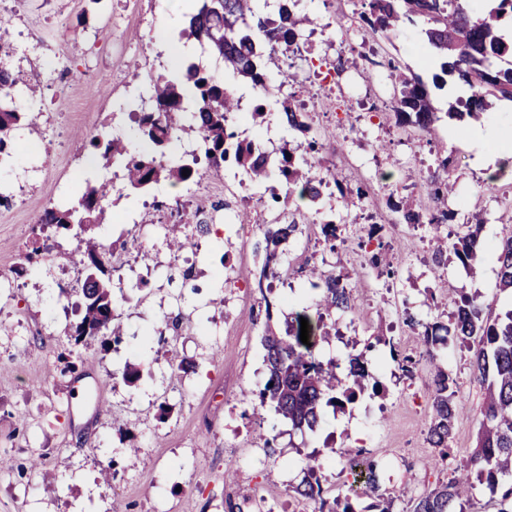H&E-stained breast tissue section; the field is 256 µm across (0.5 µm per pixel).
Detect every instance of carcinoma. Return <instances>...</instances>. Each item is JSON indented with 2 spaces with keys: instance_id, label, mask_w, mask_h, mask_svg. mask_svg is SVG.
Returning a JSON list of instances; mask_svg holds the SVG:
<instances>
[{
  "instance_id": "carcinoma-1",
  "label": "carcinoma",
  "mask_w": 512,
  "mask_h": 512,
  "mask_svg": "<svg viewBox=\"0 0 512 512\" xmlns=\"http://www.w3.org/2000/svg\"><path fill=\"white\" fill-rule=\"evenodd\" d=\"M197 8L187 20L180 36L193 39L201 52H209L220 64V69L189 62L181 79L192 85V101H186L182 87L175 79L160 78L153 83L148 100L141 101L134 117L140 136L153 145V152L131 155L118 138L99 134L91 137L94 147L104 146L107 161L123 163L127 184L134 190H147L161 179L177 183L188 182L199 174L196 165L205 159L208 171L224 174V166L232 165L254 184L264 183L272 167H277L282 180L288 183L289 193L317 201L322 197L323 181L313 180L310 158L317 150V141L307 137L311 130L310 113L289 100L281 102L288 129L304 135V140L292 149L283 146L277 163L260 156V143L245 141L234 153L228 152L226 138L233 135L230 122L239 111V98L224 92V72L256 86L268 88L269 78L280 75V85L294 81L284 70L285 62L279 54L282 46L296 44L305 25L311 19L296 7L294 0H277V15L258 12L254 0H196ZM366 10L360 20L372 33L399 32L405 26H421L431 49V58L439 62L440 72L426 83L408 66L390 64L396 105L393 111L396 123L416 128L429 137L437 135L441 121L431 99L430 87L438 89L447 83L468 89V96H457L448 103L444 116L463 121L477 119L488 111L493 101L512 103V37L504 34L512 29V0H363ZM11 20L0 16V97L8 96L11 105L0 104V157L18 151L15 130L21 125L37 127V117L14 103L15 92L26 85L25 74L12 68L8 61L15 53L9 34ZM180 139L192 145L185 151L188 159L170 165L164 161L165 149ZM188 169V176L182 171ZM450 159L429 174L428 191L432 207L421 209L389 194L388 205L398 214L399 224H428L439 229L452 220L448 212V180ZM108 185H86L75 201H67L46 208L39 216L40 227H52L55 233L70 241L71 261L85 272L80 288L82 302L79 319L74 328L83 332L84 339H101L105 345L123 334L122 324L114 313L117 303L112 288L110 251L116 243L107 244L94 234V226L107 218L104 201ZM179 223L191 226L199 234L208 230V224L199 220L200 210L186 211L176 203ZM85 224L78 232L72 224ZM482 219L475 214L467 219L468 231L453 243L439 236L431 247L432 273L438 274L453 251L462 265L475 270L480 257L486 254V245L479 230ZM298 230L296 221L288 224H268L263 240L255 243V250L264 253L263 263L253 274L255 288L266 307H271L272 281L280 262L278 248ZM498 264V287L512 291V235L504 238L495 251ZM380 274H395L388 253H372L361 264ZM311 287L318 291L312 306L293 313L282 334L266 331L262 346L266 354V381L258 392L259 406L273 408L276 415L288 422L291 429L312 430L318 424L323 407L343 406L356 401L365 390L368 377L364 353L347 355V374L340 372L337 361H322L318 356V338L335 330L338 312L355 311L350 276L336 269L312 267L309 270ZM453 306L452 326L439 322L424 323L406 314L405 324L412 330L423 328L421 336L425 356L437 359V346L453 342L473 352L472 377L485 390L482 420L477 433L476 447L464 462L453 468L448 481L428 493L411 497L406 512H466L473 491L482 486L497 497L498 512H512V309L505 316L493 314L491 308L478 297L462 289L454 290L450 298ZM308 320L309 342L300 340V318ZM455 381L448 372L437 370L430 390L432 417L427 432L429 444L439 449V460L450 456L448 442L452 438L455 405L450 388ZM305 471L303 483L296 493L310 500L321 498L323 463L318 455L310 454L302 460ZM380 464L371 461L360 473L363 494L377 502L358 510L349 500L343 507L325 509L321 502L318 512H391V501L379 494Z\"/></svg>"
}]
</instances>
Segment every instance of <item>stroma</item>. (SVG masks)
<instances>
[{
	"instance_id": "obj_1",
	"label": "stroma",
	"mask_w": 512,
	"mask_h": 512,
	"mask_svg": "<svg viewBox=\"0 0 512 512\" xmlns=\"http://www.w3.org/2000/svg\"><path fill=\"white\" fill-rule=\"evenodd\" d=\"M313 2L314 22L289 56L297 80L274 90L248 134L282 144L288 133L278 101L288 95L319 112L323 147L312 161L329 186L319 204L295 198L285 206L291 217L314 212L336 224L335 246L318 225L301 223L283 246L274 305L265 306L253 286V244L263 237L261 195L282 185L272 177L252 198L232 202L178 264L162 242L127 245L130 266L122 275L138 285L126 291L123 342L105 348L68 341L80 273L64 251L24 271L20 258L46 207L74 195L87 177L110 180L111 171L86 166L101 155L89 137L116 126L131 130L128 98L171 75L180 54L151 39L161 0H0V14L13 18L11 64L28 75L20 100L40 110L39 130L17 131L19 152L0 164V191L12 197L0 207V459L13 463L0 471V512H225L227 501L246 498L264 512H317L320 501L295 492L297 462L312 452L326 459L321 501L342 499L352 478L334 455L344 450L380 462L391 512H404L399 488L419 495L450 476L448 466H432L438 451L427 440L429 386L440 368L457 381L453 453L463 457L475 447L484 390L472 378L470 352L451 345L438 364L420 360L422 338L403 325L401 311L407 306L422 322L450 323L444 282L501 311L498 268L486 259L471 273L452 256L435 280L431 228L395 223L386 199L393 192L429 206L428 173L439 155H451L448 209L455 218L444 230L463 234L464 219L478 212L482 238L496 245L512 235V166L487 181L466 139L469 128L457 121L442 119L430 143L396 124L388 64L414 67L425 56L414 28L368 35L355 22L362 0ZM332 63L339 73L328 84ZM52 64L63 69L62 80L50 77ZM369 182L377 188L373 197L344 205L338 185ZM371 215L384 223L382 242L397 274L366 271L353 288L355 312L337 314L335 335L319 345L327 361L368 347L365 391L344 408H326L315 430H291L272 409L253 410L243 398L266 381L264 328L313 303L311 266L359 268ZM240 223L250 238L237 235ZM178 317L191 329H174ZM394 349L419 359L414 377L398 370ZM128 363L142 370L132 384L122 378ZM270 430L277 435L272 457L260 438ZM133 445L140 449L135 457L128 454Z\"/></svg>"
}]
</instances>
